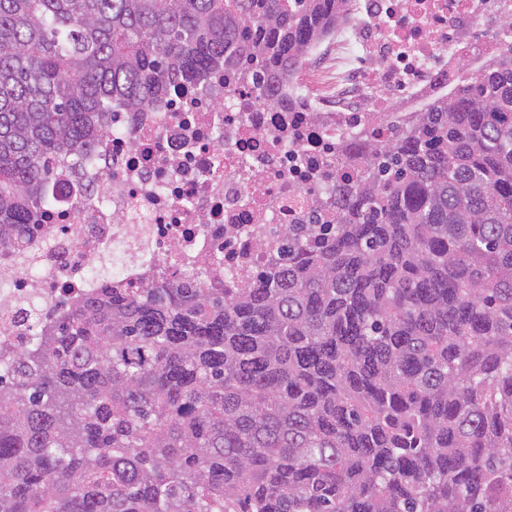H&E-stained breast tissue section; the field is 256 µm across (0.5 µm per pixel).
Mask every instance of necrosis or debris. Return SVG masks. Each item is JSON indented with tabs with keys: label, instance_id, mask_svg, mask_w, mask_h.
Returning <instances> with one entry per match:
<instances>
[{
	"label": "necrosis or debris",
	"instance_id": "obj_1",
	"mask_svg": "<svg viewBox=\"0 0 512 512\" xmlns=\"http://www.w3.org/2000/svg\"><path fill=\"white\" fill-rule=\"evenodd\" d=\"M512 41V0H354L279 83L251 56L133 110L113 101L90 161L61 166L34 204L42 233L0 249V344H26L96 287L155 282L246 288L289 232L335 219L337 179L364 172L422 112L456 96Z\"/></svg>",
	"mask_w": 512,
	"mask_h": 512
}]
</instances>
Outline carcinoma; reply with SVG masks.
Wrapping results in <instances>:
<instances>
[{
    "mask_svg": "<svg viewBox=\"0 0 512 512\" xmlns=\"http://www.w3.org/2000/svg\"><path fill=\"white\" fill-rule=\"evenodd\" d=\"M346 0H0V247L52 166ZM250 288H97L0 344V512H512V43Z\"/></svg>",
    "mask_w": 512,
    "mask_h": 512,
    "instance_id": "carcinoma-1",
    "label": "carcinoma"
}]
</instances>
